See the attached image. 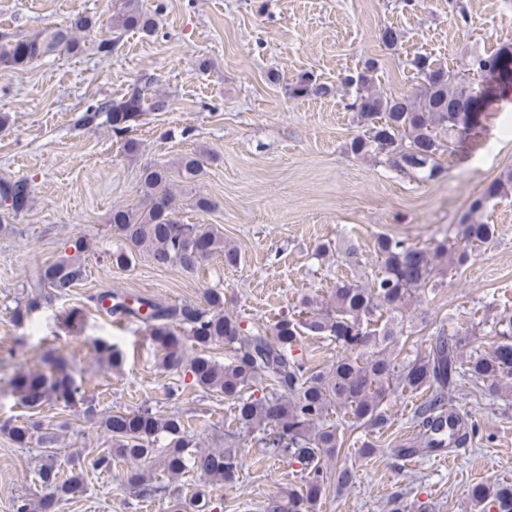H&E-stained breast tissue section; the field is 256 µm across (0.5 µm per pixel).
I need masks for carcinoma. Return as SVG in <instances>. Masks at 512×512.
Here are the masks:
<instances>
[{
    "instance_id": "carcinoma-1",
    "label": "carcinoma",
    "mask_w": 512,
    "mask_h": 512,
    "mask_svg": "<svg viewBox=\"0 0 512 512\" xmlns=\"http://www.w3.org/2000/svg\"><path fill=\"white\" fill-rule=\"evenodd\" d=\"M115 27L150 33L153 22L142 11L139 0H126ZM91 26L79 13L68 25L30 39L0 36V67H16L53 52L78 49L77 35ZM412 66L423 86L415 95L385 96L376 90V63L368 60L345 84L356 87V96L346 107L364 122L365 130L347 144V152L364 158L385 155L404 172H422L429 179L442 173L439 153L451 150V135L479 121L480 96L473 91V77L488 76L503 83L512 80V50L500 48L489 55L471 58L467 74L458 76L426 55H417ZM331 88L301 76L291 84L290 94L328 95ZM167 108L163 97L148 101L134 88L119 99L94 107L92 120L105 116L116 135L125 136L147 112ZM199 154L183 156L177 169L183 182H191L202 171ZM143 202L135 207L112 209V232L120 241L112 251V264L132 265L145 255L157 267L177 266L196 272L208 259L219 255L224 264L236 266L241 256L224 246V236L209 224H185L178 218L179 204L170 187V171L164 166L145 165L141 171ZM512 193V170L490 183L474 199L457 227L460 243L448 239L420 248L404 240L380 235L375 253L381 259L372 279L360 283L344 280L336 284L328 300L305 296L291 314L281 315L269 326L247 324L239 316L224 313V292L209 289L205 306L193 301L165 305L138 298L129 302L119 294L90 297L95 305L111 300L107 311L121 319L136 318L145 324L153 343L162 351L161 365L168 371L184 369L194 384L206 392L221 394L231 402L236 433L222 448H204L188 433L177 414L159 415L149 408L133 412L102 413L88 394L75 369L60 355L50 370L23 371L10 381L20 403L41 408L64 401L84 418L96 422L111 440L108 451L93 460L94 469L112 472L114 463L124 460L131 468L122 482L139 498H168L169 512H183L191 503L195 512H213L210 499L196 495L185 501L172 495L169 486L155 482V473L170 479L198 473L213 483L233 484L244 471L245 457L239 437H253L270 457H284L301 466V485L290 486L269 500L264 512H316L330 485L347 488L357 482V471L347 465L333 470L328 462L339 456L344 437L334 416L349 417L355 430L382 428L389 422L387 405L400 392L427 391L429 396L413 410L425 449L438 451L460 448L477 432L461 415L448 422L451 396H474L483 392L495 396L512 391V315L497 317L490 325L495 341L491 351L461 349L481 330L479 325L452 330L442 326L424 353L402 355L399 336L403 331V310L414 300L445 287L436 278L439 266L461 268L473 260L476 250L496 240L493 224L479 216L489 199ZM31 190L24 180L0 185V204L22 202L27 209ZM74 255L40 265L26 281L25 304L13 318L22 324L43 301L65 296L82 279L85 268L80 255L87 249L82 239L71 241ZM325 336L336 343V361L322 368L310 367L303 354L296 353L301 336ZM222 345L232 358L221 363L211 350ZM99 363L119 371L124 351L108 339L95 342ZM20 448L35 442L52 448L58 442L54 429L36 422L5 426ZM38 479L47 493L36 501L19 498L15 512H46L45 499L61 503L84 492L82 478L60 475L54 456L43 460ZM467 512H512V482L480 483L466 491Z\"/></svg>"
}]
</instances>
